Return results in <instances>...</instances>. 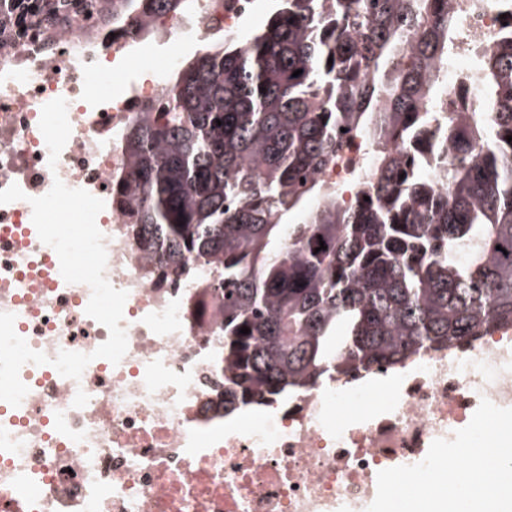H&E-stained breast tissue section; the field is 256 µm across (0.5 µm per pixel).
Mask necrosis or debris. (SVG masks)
Here are the masks:
<instances>
[{"label": "necrosis or debris", "instance_id": "necrosis-or-debris-1", "mask_svg": "<svg viewBox=\"0 0 512 512\" xmlns=\"http://www.w3.org/2000/svg\"><path fill=\"white\" fill-rule=\"evenodd\" d=\"M257 0H199L187 13L142 21L130 5L104 22L98 0L51 37L29 36L0 53V190L24 199L0 205V312L50 358L85 354L109 337L87 315L91 289L67 283L56 251L41 242L30 198L54 180L104 201L105 277L127 291L121 323L128 349L119 364L93 358L74 380L28 363L19 406H0V512H336L377 491L375 476L421 462L481 399L512 407V327L456 348L425 351L403 367L358 371L225 418L224 366L215 337L220 313L200 308L195 291L160 275L112 200L130 117L167 88L166 72L101 96L96 78L180 35L217 41L237 31ZM456 18L438 115L463 112L468 125L495 105L485 92L482 57L512 32V0H449ZM68 103L71 135L56 167L39 129L43 106ZM373 175L361 139L349 140L319 181L347 189L353 174ZM393 384L367 420L342 409L374 381Z\"/></svg>", "mask_w": 512, "mask_h": 512}]
</instances>
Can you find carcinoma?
<instances>
[{
	"label": "carcinoma",
	"instance_id": "1",
	"mask_svg": "<svg viewBox=\"0 0 512 512\" xmlns=\"http://www.w3.org/2000/svg\"><path fill=\"white\" fill-rule=\"evenodd\" d=\"M137 2L145 17L196 5ZM453 41L448 0H277L128 125L112 196L161 275L224 313V415L512 324V44L482 62L497 106L480 139L433 145L450 193L424 157L403 160ZM343 128L368 133L376 170L354 208L315 177Z\"/></svg>",
	"mask_w": 512,
	"mask_h": 512
}]
</instances>
